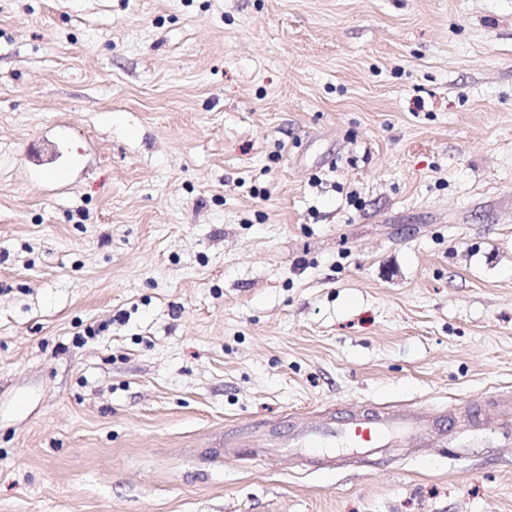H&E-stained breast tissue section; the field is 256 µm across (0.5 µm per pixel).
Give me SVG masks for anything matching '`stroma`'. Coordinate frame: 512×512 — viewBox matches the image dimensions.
<instances>
[{"label":"stroma","mask_w":512,"mask_h":512,"mask_svg":"<svg viewBox=\"0 0 512 512\" xmlns=\"http://www.w3.org/2000/svg\"><path fill=\"white\" fill-rule=\"evenodd\" d=\"M0 512H512V0H0ZM437 420L422 413L346 416L331 423L290 427L270 448H286L313 469L335 468L341 455L365 463L436 434Z\"/></svg>","instance_id":"obj_1"}]
</instances>
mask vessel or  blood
<instances>
[{
    "label": "vessel or blood",
    "instance_id": "b4317fda",
    "mask_svg": "<svg viewBox=\"0 0 512 512\" xmlns=\"http://www.w3.org/2000/svg\"><path fill=\"white\" fill-rule=\"evenodd\" d=\"M436 419L422 413L346 416L333 422L289 428L277 435L274 447L287 449L307 466L335 467L342 455L365 463L433 436Z\"/></svg>",
    "mask_w": 512,
    "mask_h": 512
}]
</instances>
